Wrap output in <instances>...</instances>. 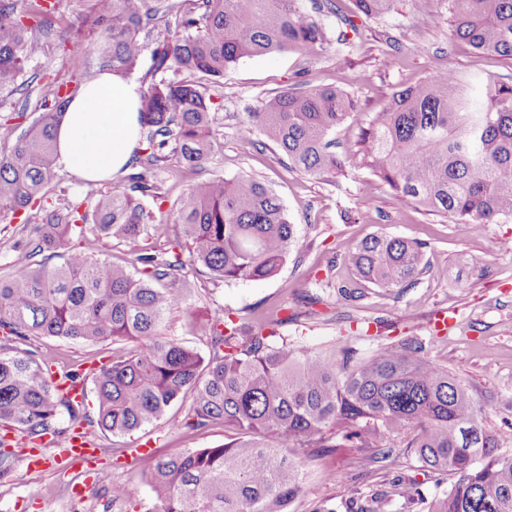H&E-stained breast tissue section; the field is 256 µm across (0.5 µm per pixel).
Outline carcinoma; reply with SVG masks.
I'll return each mask as SVG.
<instances>
[{"instance_id":"1","label":"carcinoma","mask_w":512,"mask_h":512,"mask_svg":"<svg viewBox=\"0 0 512 512\" xmlns=\"http://www.w3.org/2000/svg\"><path fill=\"white\" fill-rule=\"evenodd\" d=\"M394 2L356 0L366 16L385 14ZM94 8L95 67L83 81L105 70L131 74L147 50L153 73H162L140 83L146 142L127 188L90 190L79 202L45 212L14 243L15 271L0 276V330L20 340L139 343L94 377L98 425L107 432L136 431L188 394L179 427L224 426L230 441L222 445L154 459L146 483L161 512H286L302 490L301 449L381 448L382 435L364 424L368 419L416 427L405 447L454 478L441 497L404 489L419 512H512V454L499 453L500 434L484 425L466 384L430 361L417 337L354 363L350 352L338 362L334 349L298 354L272 343L279 320L246 325L222 312L199 326L211 347L207 360L161 337L166 313L185 301L181 251L214 281H258L277 275L298 242L279 198L246 176L192 184L176 208V232L153 223L143 200L165 198L162 173L204 167L214 139L207 84L163 73L216 80L243 58L285 50L311 56L328 41L321 20L301 0H94ZM448 11L452 38L512 59V0H448ZM40 12L38 0H0V88L24 74L23 18ZM72 99L54 89L17 136L13 120L24 113L0 116L1 216L28 214L56 181L53 143ZM352 106L335 88H290L247 113L239 135L254 146V136L263 135L290 167L310 176H333L351 162L401 200L475 231L512 220V84L435 71L395 92L348 157L336 153L333 135ZM80 224L95 225L106 238L145 233L163 243L127 265L78 248L51 263ZM344 261L380 288H406L425 270L423 243L386 234L365 238ZM45 363L32 350L0 345V425L32 441L62 436L64 416L73 424L84 417V404L55 389Z\"/></svg>"}]
</instances>
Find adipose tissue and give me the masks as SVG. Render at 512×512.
Instances as JSON below:
<instances>
[{
  "label": "adipose tissue",
  "mask_w": 512,
  "mask_h": 512,
  "mask_svg": "<svg viewBox=\"0 0 512 512\" xmlns=\"http://www.w3.org/2000/svg\"><path fill=\"white\" fill-rule=\"evenodd\" d=\"M140 86L104 72L69 104L56 134V162L73 176L100 184L115 180L140 140Z\"/></svg>",
  "instance_id": "ef3b65f1"
}]
</instances>
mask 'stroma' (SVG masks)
<instances>
[{
	"label": "stroma",
	"mask_w": 512,
	"mask_h": 512,
	"mask_svg": "<svg viewBox=\"0 0 512 512\" xmlns=\"http://www.w3.org/2000/svg\"><path fill=\"white\" fill-rule=\"evenodd\" d=\"M48 12L31 19L30 61L18 88L0 90V114L26 113L35 119L48 90L79 79L83 62L73 57V39L92 42L84 19L93 0H47ZM328 31L354 25L349 46L328 41L310 57L282 51L241 59L210 87L217 138L203 174L233 178L248 175L271 189L295 224L299 243L280 272L262 281L215 282L188 270L191 281L184 304L163 323L165 338L209 355L210 345L198 326L218 312L233 319L254 320L276 309L282 323L277 340L297 350L326 353L347 351L366 357L402 338L423 340L428 357L462 379L487 428L501 431L502 450L512 453V253L500 244L512 240V221L485 226L481 235L468 234L460 222L428 214L398 198L369 171L352 169L337 178L312 177L291 169L273 143L257 149L245 144L238 128L246 113L285 89L331 85L348 93L354 108L338 129L339 148L358 138L371 118L382 111L394 92L414 85L436 70L453 69L481 79L512 83V59L479 52L450 39L448 0H395L392 10L367 16L353 0H335L323 15ZM414 239L425 245L426 272L406 288L359 286L355 298H343L340 284L355 283L342 257L363 238L374 234ZM158 245L154 236L133 240L100 237L84 225L58 249L62 263L71 249L90 247L96 258L116 263ZM454 316L448 333L439 334L433 320L440 312ZM23 348L53 352L59 372H80L89 364H111L135 350L132 342L80 344L31 336ZM84 423L105 458L122 455L112 470L116 481L130 483L135 493L119 503L118 512H159L145 482L147 462L133 459L132 450L147 446L155 455L176 448H211L227 442L222 426L189 434L179 429L184 404H174L163 418L138 431L115 436L98 424L99 404L93 379H86ZM390 448L379 458L374 448H340L327 453L308 449L304 457L302 492L288 512H314L323 504L348 512L353 503L377 504L379 512H417L402 493L417 484L428 496L447 492L451 481L438 477L404 441L413 427L379 423ZM81 469L56 472L52 467L27 470L16 462L8 479L0 480V512H103L110 493L101 485L75 501L82 484Z\"/></svg>",
	"instance_id": "stroma-1"
}]
</instances>
